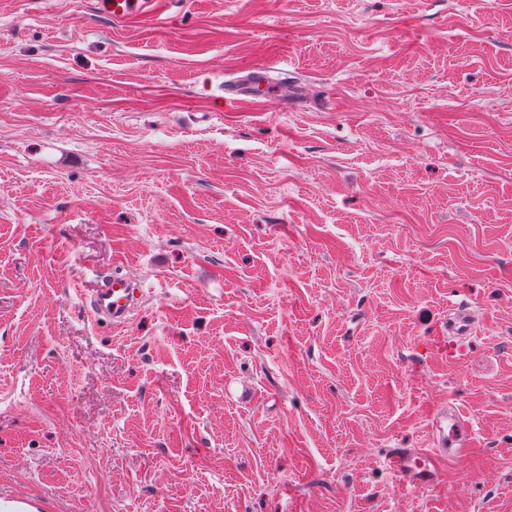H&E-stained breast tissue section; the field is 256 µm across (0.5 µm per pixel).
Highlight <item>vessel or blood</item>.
Wrapping results in <instances>:
<instances>
[{
    "label": "vessel or blood",
    "mask_w": 512,
    "mask_h": 512,
    "mask_svg": "<svg viewBox=\"0 0 512 512\" xmlns=\"http://www.w3.org/2000/svg\"><path fill=\"white\" fill-rule=\"evenodd\" d=\"M166 0H94L93 9L97 17L125 24L143 18L160 17ZM265 65L252 67L249 73L235 85L227 88L226 99L237 107L277 101L288 105L296 96L295 91L270 81ZM135 302V290L131 282L120 275L103 279L91 296L92 317L117 325L126 323ZM476 312L472 304L456 310L444 327L440 340L447 348L449 358L462 356L463 341L472 333ZM435 447L430 453H421L414 448H396L386 458L388 468L404 483L416 488L434 486L440 479L439 464L447 457L465 460L472 448V429L456 407L437 409L432 420Z\"/></svg>",
    "instance_id": "vessel-or-blood-1"
}]
</instances>
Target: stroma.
<instances>
[{"label": "stroma", "instance_id": "obj_1", "mask_svg": "<svg viewBox=\"0 0 512 512\" xmlns=\"http://www.w3.org/2000/svg\"><path fill=\"white\" fill-rule=\"evenodd\" d=\"M261 63L302 106H226ZM116 269L122 327L87 308ZM448 404L473 453L412 489L385 457ZM6 496L512 512V0H0ZM166 1L171 0H94L93 9L97 17L125 24L147 17L159 19ZM475 319L476 312L470 303L457 309L448 317V325L444 326V330L441 328L439 333L441 335L439 344L445 350L448 348V358L455 359L463 355V340L472 334Z\"/></svg>", "mask_w": 512, "mask_h": 512}]
</instances>
